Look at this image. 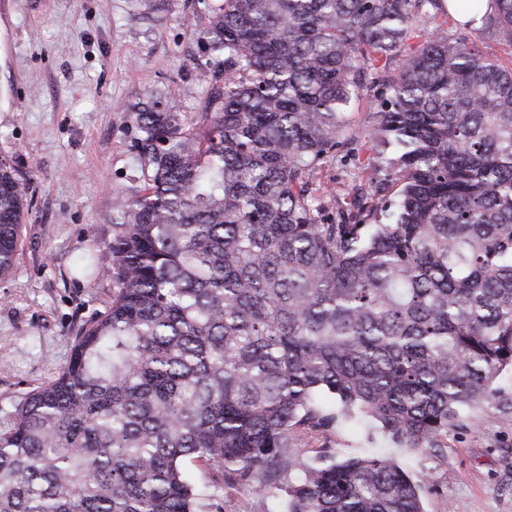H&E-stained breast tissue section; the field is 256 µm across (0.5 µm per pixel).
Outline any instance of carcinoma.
<instances>
[{
  "mask_svg": "<svg viewBox=\"0 0 512 512\" xmlns=\"http://www.w3.org/2000/svg\"><path fill=\"white\" fill-rule=\"evenodd\" d=\"M490 3L465 0L466 25L512 44V0ZM203 6L202 111L160 93L127 107L144 187L112 209L115 291L0 426V512H212L187 459L226 488L287 485L286 512H423L422 485L377 455L292 480L289 441L334 422L323 390L412 451L496 398L512 370V65L448 37L443 0ZM369 70L389 98L364 164L348 109ZM338 152L355 161L345 193L312 194ZM25 207L1 163L0 276Z\"/></svg>",
  "mask_w": 512,
  "mask_h": 512,
  "instance_id": "obj_1",
  "label": "carcinoma"
}]
</instances>
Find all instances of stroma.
<instances>
[{"mask_svg":"<svg viewBox=\"0 0 512 512\" xmlns=\"http://www.w3.org/2000/svg\"><path fill=\"white\" fill-rule=\"evenodd\" d=\"M0 0V162L28 187L12 272L0 277V424L30 390L58 376L86 320L106 310L113 285L75 273L78 256L111 261L112 200L143 177L131 152L128 102L163 91L199 111L204 87L191 35L207 17L198 0ZM500 397L463 412L440 447L411 452L352 415L296 434L289 455L311 465L377 454L424 479L425 512H512V371ZM287 495L219 490L223 512H283Z\"/></svg>","mask_w":512,"mask_h":512,"instance_id":"obj_1","label":"stroma"}]
</instances>
